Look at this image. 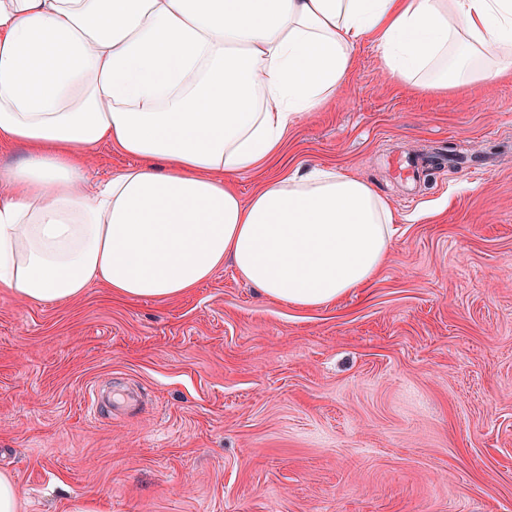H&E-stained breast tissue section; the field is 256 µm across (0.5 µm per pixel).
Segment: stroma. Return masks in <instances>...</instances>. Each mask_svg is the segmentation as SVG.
<instances>
[{"label":"stroma","instance_id":"1","mask_svg":"<svg viewBox=\"0 0 512 512\" xmlns=\"http://www.w3.org/2000/svg\"><path fill=\"white\" fill-rule=\"evenodd\" d=\"M347 169L390 203L379 276L271 301L232 265L177 299L0 290V470L22 512H512V75L345 89L239 175Z\"/></svg>","mask_w":512,"mask_h":512}]
</instances>
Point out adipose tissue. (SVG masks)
<instances>
[{"instance_id":"obj_1","label":"adipose tissue","mask_w":512,"mask_h":512,"mask_svg":"<svg viewBox=\"0 0 512 512\" xmlns=\"http://www.w3.org/2000/svg\"><path fill=\"white\" fill-rule=\"evenodd\" d=\"M373 38L421 90L512 70V0H0V288L29 304L101 283L176 299L232 261L265 297L336 302L377 276L394 214L318 166L234 180L344 88ZM133 157L94 179L101 146Z\"/></svg>"}]
</instances>
